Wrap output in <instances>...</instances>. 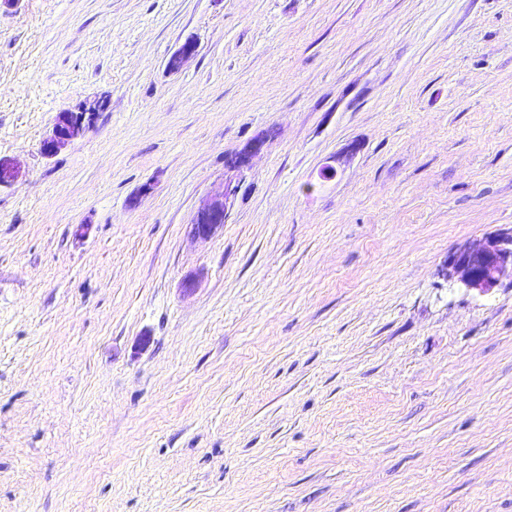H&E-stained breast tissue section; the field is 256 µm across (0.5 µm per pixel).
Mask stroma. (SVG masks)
I'll return each mask as SVG.
<instances>
[{
    "label": "stroma",
    "instance_id": "35a3bbf8",
    "mask_svg": "<svg viewBox=\"0 0 512 512\" xmlns=\"http://www.w3.org/2000/svg\"><path fill=\"white\" fill-rule=\"evenodd\" d=\"M0 158V512H512V0H0ZM105 100L106 97H101L92 105H80L78 112H59L52 128L40 143L42 157L56 156L62 147L83 133L96 113L101 112V106ZM238 185L233 177L224 178L223 183L211 194L207 202L199 208L190 225V234L195 238L207 239L217 229L224 226L229 208ZM441 274L481 293H489L507 280L512 285V226L452 249Z\"/></svg>",
    "mask_w": 512,
    "mask_h": 512
}]
</instances>
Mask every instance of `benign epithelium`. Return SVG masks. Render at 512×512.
Here are the masks:
<instances>
[{"label":"benign epithelium","mask_w":512,"mask_h":512,"mask_svg":"<svg viewBox=\"0 0 512 512\" xmlns=\"http://www.w3.org/2000/svg\"><path fill=\"white\" fill-rule=\"evenodd\" d=\"M196 50L195 41L186 40L170 56L167 67L173 71L180 69L183 61L192 57ZM104 102L105 98L101 97L92 105L79 106L76 112L58 113L52 128L40 143L42 157L56 156L62 147L83 133L96 113L101 111ZM262 143L263 140L259 138L248 149L237 154L231 160L228 171H243ZM236 191L233 178L224 179L196 212L190 224V234L195 238L207 239L223 227ZM441 274L451 282L481 293H489L506 281L512 285V226L452 249L441 267Z\"/></svg>","instance_id":"1"}]
</instances>
